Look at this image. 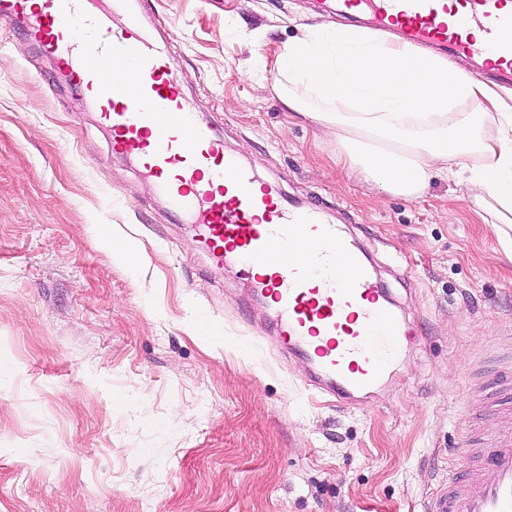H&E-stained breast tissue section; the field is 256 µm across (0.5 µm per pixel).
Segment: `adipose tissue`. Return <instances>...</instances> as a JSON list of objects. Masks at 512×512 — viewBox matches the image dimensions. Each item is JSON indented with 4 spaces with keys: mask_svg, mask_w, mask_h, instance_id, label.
Wrapping results in <instances>:
<instances>
[{
    "mask_svg": "<svg viewBox=\"0 0 512 512\" xmlns=\"http://www.w3.org/2000/svg\"><path fill=\"white\" fill-rule=\"evenodd\" d=\"M276 72L283 105L365 182L412 199L432 175L460 169L476 212L512 228V107L458 63L331 24L305 28Z\"/></svg>",
    "mask_w": 512,
    "mask_h": 512,
    "instance_id": "1",
    "label": "adipose tissue"
}]
</instances>
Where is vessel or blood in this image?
Masks as SVG:
<instances>
[{
  "mask_svg": "<svg viewBox=\"0 0 512 512\" xmlns=\"http://www.w3.org/2000/svg\"><path fill=\"white\" fill-rule=\"evenodd\" d=\"M151 0H0L103 126L114 155L133 163L171 213L191 225L211 264L234 260L254 295L277 311L276 334L320 373L322 394L369 398L404 349L409 330L344 225L319 204L293 202L224 149L199 121L145 26ZM322 12L366 16L409 43L464 54L472 74L512 85V0H320ZM126 73L117 82L113 73ZM309 249L289 258L288 244ZM482 464L449 481L423 512H512V433L482 449Z\"/></svg>",
  "mask_w": 512,
  "mask_h": 512,
  "instance_id": "1",
  "label": "vessel or blood"
}]
</instances>
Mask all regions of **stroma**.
<instances>
[{
  "label": "stroma",
  "mask_w": 512,
  "mask_h": 512,
  "mask_svg": "<svg viewBox=\"0 0 512 512\" xmlns=\"http://www.w3.org/2000/svg\"><path fill=\"white\" fill-rule=\"evenodd\" d=\"M315 0H156L172 66L227 151L322 204L406 317L371 401L308 389L274 316L0 14V512H422L512 431V256L432 178L417 199L350 175L288 112L276 60Z\"/></svg>",
  "instance_id": "1"
}]
</instances>
